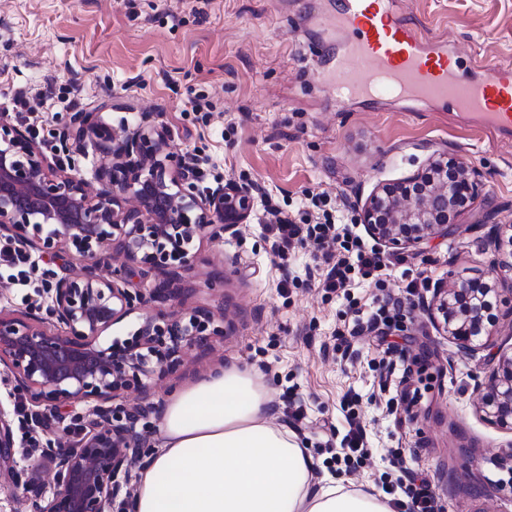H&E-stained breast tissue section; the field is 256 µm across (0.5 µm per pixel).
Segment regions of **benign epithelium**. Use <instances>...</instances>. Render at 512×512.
Masks as SVG:
<instances>
[{
    "mask_svg": "<svg viewBox=\"0 0 512 512\" xmlns=\"http://www.w3.org/2000/svg\"><path fill=\"white\" fill-rule=\"evenodd\" d=\"M70 139L99 153L97 188L49 160L31 128L0 118V239L43 257L72 247L79 261L49 285L45 316L0 310V364L38 416L49 413L61 426L63 412L84 405L66 427L73 436L68 445L46 431L41 456L50 465L39 463L34 471L52 494L36 492L33 512H112L118 500L134 504L129 472L144 455L136 425L155 410L143 400L184 354L224 335L211 312L199 309L186 318L175 310L182 272L197 256L192 244L242 223L255 197L246 186L200 189L186 158L167 147L147 114L117 139L93 113L77 112L63 137ZM482 190L479 173L461 155L442 154L407 180L379 187L356 222L402 251L448 234ZM508 246L483 278L440 285L427 306L465 351L488 346L495 321L487 299L498 294L501 277L512 274V236ZM153 272L163 278L148 292L129 291L132 277ZM148 307L132 339L100 344L112 325ZM477 391L486 418L512 430V353L500 354ZM15 448L11 411L0 401V479L14 478Z\"/></svg>",
    "mask_w": 512,
    "mask_h": 512,
    "instance_id": "7a95c632",
    "label": "benign epithelium"
}]
</instances>
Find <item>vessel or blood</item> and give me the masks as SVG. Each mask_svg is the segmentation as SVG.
I'll use <instances>...</instances> for the list:
<instances>
[{"label": "vessel or blood", "instance_id": "b4317fda", "mask_svg": "<svg viewBox=\"0 0 512 512\" xmlns=\"http://www.w3.org/2000/svg\"><path fill=\"white\" fill-rule=\"evenodd\" d=\"M336 28L345 39L322 78L337 104L360 95L437 102L475 119L480 129L512 133V66L468 75L435 35L400 18L396 0H340Z\"/></svg>", "mask_w": 512, "mask_h": 512}]
</instances>
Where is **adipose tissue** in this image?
I'll use <instances>...</instances> for the list:
<instances>
[{
  "label": "adipose tissue",
  "instance_id": "obj_1",
  "mask_svg": "<svg viewBox=\"0 0 512 512\" xmlns=\"http://www.w3.org/2000/svg\"><path fill=\"white\" fill-rule=\"evenodd\" d=\"M267 403L259 376L237 366L171 396L135 512H390L385 500L336 482L313 486V457L266 421Z\"/></svg>",
  "mask_w": 512,
  "mask_h": 512
}]
</instances>
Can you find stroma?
Returning <instances> with one entry per match:
<instances>
[{"mask_svg": "<svg viewBox=\"0 0 512 512\" xmlns=\"http://www.w3.org/2000/svg\"><path fill=\"white\" fill-rule=\"evenodd\" d=\"M398 12L447 39L471 69L512 65V0H399ZM335 13L336 0H0V113L25 91L44 153L89 179L99 155L58 145L75 107L118 134L148 112L174 151L208 157L207 186L259 181L296 217L311 209L307 193L323 192L345 201L342 221L360 233L357 211L378 185L412 176L439 153L462 155L481 171L484 199L448 235L390 253L379 279L353 281L344 294L310 278L317 260L307 245L288 259L295 286L281 290L263 204L198 243L179 308L211 311L224 333L183 357L151 400L164 405L204 376L246 367L267 388V422L282 425L287 398L304 400L295 435L320 477L379 496L412 469L427 475L440 512H512V431L478 409L477 388L496 363L487 351L460 349L425 313L438 283L487 273L491 227L512 224V138L420 102L337 106L318 76L338 48ZM199 95L213 105L205 121L190 110ZM71 262L66 254L39 259L27 301L0 277V309L44 303L46 283ZM217 276L223 288L209 290ZM413 281L425 287L385 342L355 331L375 298L404 293ZM349 405L369 452L338 462L331 451ZM394 454L405 469L390 466Z\"/></svg>", "mask_w": 512, "mask_h": 512, "instance_id": "obj_1", "label": "stroma"}]
</instances>
